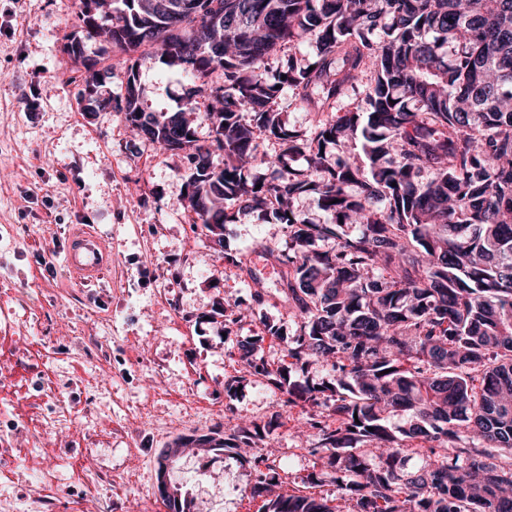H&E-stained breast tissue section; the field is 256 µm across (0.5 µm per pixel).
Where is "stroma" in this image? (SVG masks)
<instances>
[{
  "instance_id": "obj_1",
  "label": "stroma",
  "mask_w": 512,
  "mask_h": 512,
  "mask_svg": "<svg viewBox=\"0 0 512 512\" xmlns=\"http://www.w3.org/2000/svg\"><path fill=\"white\" fill-rule=\"evenodd\" d=\"M78 11L79 0H0V448L35 447L58 460L44 485L57 512L88 508L94 461L140 468L117 512H166L156 488L165 448L183 435L227 438L245 423L270 422L244 454H188L171 471L193 512H264L250 494L259 474L298 492L322 469L310 453L318 435L303 423L324 406H284L238 353L248 340L269 364L286 360L284 338L297 327L281 262L288 233L238 216L224 242L242 263L225 264L192 227L183 152L139 138L123 113L85 112L64 49ZM140 75L145 111L201 100L194 82L158 59L145 57ZM81 226L103 234L109 250L110 268L92 288L60 260ZM258 285L263 305L225 325L219 308L248 307ZM76 336L110 346L108 363L80 361ZM60 400L79 408L67 428L52 425ZM147 413L157 425L143 423Z\"/></svg>"
}]
</instances>
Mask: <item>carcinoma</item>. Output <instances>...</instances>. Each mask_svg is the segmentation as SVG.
I'll list each match as a JSON object with an SVG mask.
<instances>
[{
    "label": "carcinoma",
    "mask_w": 512,
    "mask_h": 512,
    "mask_svg": "<svg viewBox=\"0 0 512 512\" xmlns=\"http://www.w3.org/2000/svg\"><path fill=\"white\" fill-rule=\"evenodd\" d=\"M184 2L80 0L67 40L102 38L126 56L124 93L96 109L112 102L146 141L204 162L190 170L187 201L212 248L240 213L288 227L291 362L271 368L243 344L240 358L287 395L284 406L328 409L332 423L306 424L337 494L274 496L260 477L252 497L265 512H512V462L491 452L512 449V0H191L205 16L219 4L224 21L198 26L185 13L174 32ZM307 38L313 61L266 65ZM144 46L200 82L211 143L196 136L197 107L175 124L142 108ZM74 58L95 86L90 56ZM367 77L364 107L307 139L275 108L290 89L322 112ZM262 135L279 151L260 152ZM352 140L362 156L337 154ZM300 156L304 168L293 166ZM258 166L269 177L250 178ZM308 192L334 223L299 217L294 200ZM320 361L332 380L292 379L291 368ZM259 431L242 427L235 440L250 448Z\"/></svg>",
    "instance_id": "carcinoma-1"
}]
</instances>
